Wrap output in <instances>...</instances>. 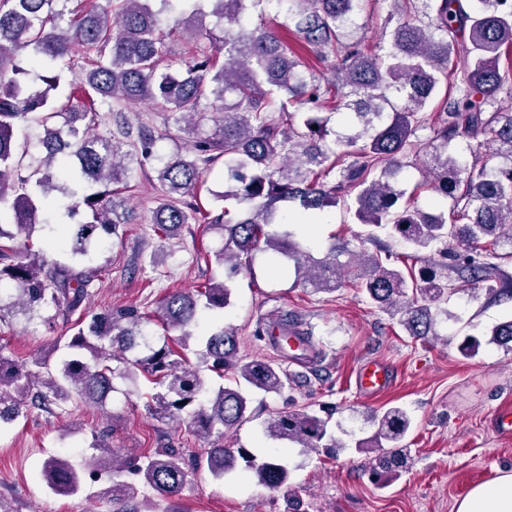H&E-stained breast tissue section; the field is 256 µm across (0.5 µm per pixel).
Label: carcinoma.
<instances>
[{
    "instance_id": "cac0c4a2",
    "label": "carcinoma",
    "mask_w": 512,
    "mask_h": 512,
    "mask_svg": "<svg viewBox=\"0 0 512 512\" xmlns=\"http://www.w3.org/2000/svg\"><path fill=\"white\" fill-rule=\"evenodd\" d=\"M71 0H0V320L21 315L31 321L41 312L76 316L69 353L51 362L35 357L19 361L0 345V423L25 414L29 404L65 410L73 397L102 403L114 391L118 354L135 352L128 365L157 387L147 402L160 421L187 415L204 436H224V429L247 420L248 399L242 386L281 393L295 382L287 370L262 360L242 362L237 332L220 324L230 305L231 288L211 282L193 292H174L159 303L158 318L181 336L157 344L152 319L134 308L92 314L85 306L93 276L61 264L40 251L19 256L2 241H13L37 224H66L84 211L89 219L69 225L63 243L72 260L90 256L102 235L118 236L130 223L127 201L117 189L130 188L143 162H155L161 199L151 223L167 238L183 225L207 224L224 238L217 260L230 273L250 266L256 254L272 251L293 263L296 281L322 292L342 287L344 274L380 310L415 338L437 335L432 306L448 299V279L430 266L384 254H354L349 243L332 241L326 255L315 258L295 240L292 226L342 207L359 224L382 229L430 251L442 244L459 261V276L482 283L489 298L512 300V286L501 279L497 259L512 258V108L498 106V96L512 74L501 58L512 55V0H382L391 5L386 24L390 42L382 54L368 55L350 38L357 28L362 0H211L213 14L224 23V36L196 37L188 58L175 73L161 71L167 55L163 17L175 29L186 25L178 5L184 0H89L78 16ZM297 41H288L267 25L270 10ZM258 23L243 24L246 12ZM429 18L422 23L419 15ZM224 64L216 61V43ZM81 54V77L69 82L61 103L54 96L61 82V62ZM311 54L335 80L346 131L330 127L333 113L314 111L322 96L320 78L307 63ZM445 88V118L434 120L432 102ZM150 102L167 113V125L190 137L187 151H156L165 138L150 127L129 125L127 113ZM213 116L206 130L201 115ZM279 113V120L271 113ZM87 125H81L83 121ZM35 123L43 129V156L36 180L20 173L28 150H20L17 133ZM116 131L90 134L89 125ZM317 129H312V126ZM429 131L423 140L420 132ZM466 141L471 159L448 154V144ZM426 150L434 180L430 189L452 200L449 214L423 209L405 199L399 188L404 168ZM224 161L225 190L233 200L215 214L199 205L195 191L213 165ZM482 244L475 260L465 251ZM347 260L341 261L339 257ZM200 311L213 313L201 336L192 330ZM265 335L278 336L283 348L312 345L313 331L294 319L265 324ZM200 345L197 362L185 355L190 340ZM488 343L512 348V320L495 326ZM482 346L463 336L458 351L473 358ZM232 373L229 384L209 377ZM332 413L276 412L264 423L271 439L303 449H334ZM375 431L356 442L358 451L375 453L372 479L384 486L408 468L410 449L401 446L411 428L407 412L392 406L372 416ZM283 449L257 456L245 448L215 444L192 463L216 479L242 463L241 470L271 491L288 487ZM181 448H159L128 459L103 455L85 471L63 455L44 460L41 475L48 490L61 496L79 492L86 480L104 475L110 482L114 512H153L139 506V487L175 497L187 471Z\"/></svg>"
}]
</instances>
